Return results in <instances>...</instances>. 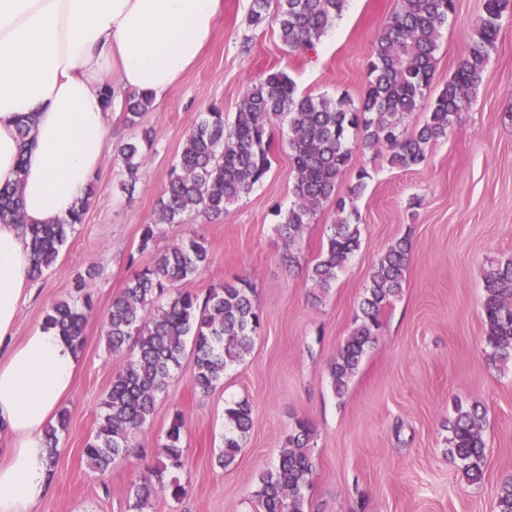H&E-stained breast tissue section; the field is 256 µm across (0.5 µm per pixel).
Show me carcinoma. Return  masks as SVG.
<instances>
[{"instance_id": "1", "label": "carcinoma", "mask_w": 512, "mask_h": 512, "mask_svg": "<svg viewBox=\"0 0 512 512\" xmlns=\"http://www.w3.org/2000/svg\"><path fill=\"white\" fill-rule=\"evenodd\" d=\"M346 0H252L247 22L252 27L275 25L282 45L291 52L316 51L322 36L341 15ZM454 12V0H397L378 33L367 65V86L360 104L298 93L282 70H268L243 93L233 120L212 107L190 129L176 164L168 174L157 201L158 221L173 224L186 214L220 217L228 207L260 184L272 167V129L288 123V147L295 176V201L286 210L275 209L276 231L288 246L300 239L305 226L329 202L350 166L352 145L389 164L407 170L423 164L429 147L448 138V131L471 101L482 78L499 33L503 14L512 12V0H483L465 53L448 82L433 90L435 52L441 30ZM427 105L423 123L413 129L405 119ZM153 106L146 94H130L124 110L129 126L137 125ZM120 149L123 166L134 176L145 153L141 142ZM88 198L80 200L70 217L59 224H25L15 188L0 189V223L23 225L30 249L32 279L41 278L57 262L75 225L81 224ZM157 225L141 228L138 251L151 260L140 268L125 288L112 297L105 315L106 348L120 361L119 370L102 402L93 436L83 449L89 468L104 476L113 462L129 453L131 441L152 417L156 401L179 368L186 347L194 361L192 387L208 394L224 382V374L238 365L255 344L260 315L253 288L245 282L224 283L209 290L204 300L179 288L211 263V254L197 235L157 250ZM361 247V224L356 209L336 203V220L329 225L319 257L308 268L314 290L333 288L339 271ZM411 242L399 239L373 267L354 327L339 348L331 369L336 396L349 383L380 332L381 316L391 300L403 292ZM96 269L78 281L83 301L71 298L52 304L44 325L59 329L74 350L83 345V331L92 298L89 280ZM486 360L491 366L512 361V259L499 263L484 279L482 303ZM252 410L239 401L224 410V445L219 466L236 464L252 428ZM487 410L477 404L454 406L448 420V452L461 462L462 477L478 483L484 476V428ZM68 412L61 410L55 424L44 431L48 471L57 464L59 435L67 430ZM184 414L175 412L165 434L164 456L139 474L128 489L132 512H145L160 495L183 498L185 488L176 473L183 469ZM314 429L298 419L286 446L272 468L258 478L252 500L256 512H304V490L314 476ZM495 512H512V476L501 482Z\"/></svg>"}]
</instances>
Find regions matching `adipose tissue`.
Listing matches in <instances>:
<instances>
[{"label": "adipose tissue", "mask_w": 512, "mask_h": 512, "mask_svg": "<svg viewBox=\"0 0 512 512\" xmlns=\"http://www.w3.org/2000/svg\"><path fill=\"white\" fill-rule=\"evenodd\" d=\"M221 0H0V188L24 222L68 218L109 148L100 92L161 100L210 41ZM28 125L27 140L18 128ZM22 224H0V512H31L50 483L43 432L71 388L75 355L52 327L15 342L29 296Z\"/></svg>", "instance_id": "obj_1"}]
</instances>
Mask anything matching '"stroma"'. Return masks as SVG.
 Listing matches in <instances>:
<instances>
[{
    "instance_id": "obj_1",
    "label": "stroma",
    "mask_w": 512,
    "mask_h": 512,
    "mask_svg": "<svg viewBox=\"0 0 512 512\" xmlns=\"http://www.w3.org/2000/svg\"><path fill=\"white\" fill-rule=\"evenodd\" d=\"M210 43L199 61L146 112L139 127L111 116L113 150L92 177L94 194L57 264L32 283L16 336L40 326L54 301L76 296L75 279L96 269L94 313L84 329L77 371L60 403L69 426L46 496L32 512H128L127 491L140 470L161 453L175 412H183L185 465L182 501L161 495L150 512H250L259 474L272 467L296 419L315 430L316 471L305 512H495L499 485L512 474V364L485 359L483 280L491 265L512 257V14L503 15L495 49L469 107L433 145L427 161L410 170L385 156L354 150L337 198H353L360 215V250L334 287L314 300L307 269L318 258L334 220L328 202L294 248L277 234L276 207L294 199L288 130H274L272 167L265 180L219 218L200 214L158 224L156 204L189 129L211 106L233 119L251 81L282 69L300 93L360 102L376 35L397 0H347L316 55L292 53L275 27L247 23L251 0H223ZM483 0H455L441 31L434 85L442 87L464 53ZM150 131L153 144L136 177L122 167L120 147ZM371 178L351 197L356 168ZM158 224V246L203 237L210 266L184 281L198 296L222 282L251 283L261 316L252 351L207 395L191 386L193 358L184 356L146 429L106 478L91 473L83 449L93 435L100 402L119 364L104 342V316L147 255L137 245L142 225ZM412 252L400 298L382 313L381 333L344 397H337L331 364L347 338L370 271L398 239ZM300 261L288 264V251ZM248 400L252 428L236 465L219 467L224 409ZM485 406L486 464L480 483L465 481L448 455L445 424L457 403Z\"/></svg>"
}]
</instances>
